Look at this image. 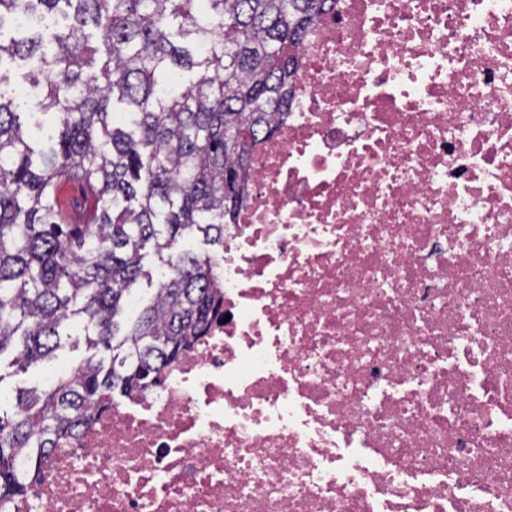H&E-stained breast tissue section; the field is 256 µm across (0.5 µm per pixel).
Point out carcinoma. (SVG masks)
<instances>
[{"instance_id":"1","label":"carcinoma","mask_w":512,"mask_h":512,"mask_svg":"<svg viewBox=\"0 0 512 512\" xmlns=\"http://www.w3.org/2000/svg\"><path fill=\"white\" fill-rule=\"evenodd\" d=\"M335 0H0V67L34 61L35 106L56 118L42 143L14 109L0 71V356L26 371L83 323L95 354L49 388H18L0 411V512L29 496L47 457L112 408L113 393L149 386L205 335L218 297L214 258L164 252L200 232L224 246L246 189L251 153L287 115L299 52ZM31 15L42 29L1 40ZM179 71L191 74L169 87ZM127 120H112L114 104ZM97 194L90 224H66L55 186ZM152 246L168 281L126 318ZM109 358H96L99 352Z\"/></svg>"}]
</instances>
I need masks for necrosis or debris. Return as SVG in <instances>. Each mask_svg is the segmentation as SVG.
<instances>
[{
	"label": "necrosis or debris",
	"mask_w": 512,
	"mask_h": 512,
	"mask_svg": "<svg viewBox=\"0 0 512 512\" xmlns=\"http://www.w3.org/2000/svg\"><path fill=\"white\" fill-rule=\"evenodd\" d=\"M210 331L13 512H512V0H336Z\"/></svg>",
	"instance_id": "necrosis-or-debris-1"
}]
</instances>
